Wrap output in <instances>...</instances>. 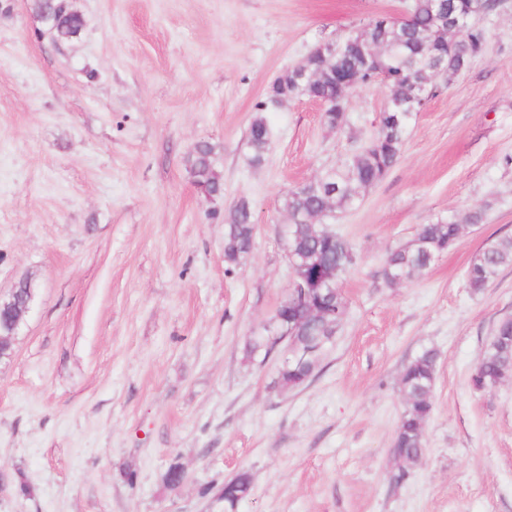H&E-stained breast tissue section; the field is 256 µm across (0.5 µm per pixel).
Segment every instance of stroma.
<instances>
[{
    "instance_id": "1",
    "label": "stroma",
    "mask_w": 512,
    "mask_h": 512,
    "mask_svg": "<svg viewBox=\"0 0 512 512\" xmlns=\"http://www.w3.org/2000/svg\"><path fill=\"white\" fill-rule=\"evenodd\" d=\"M68 3L84 26L58 45L31 0H0V293L34 289L0 361V512H223L215 495L243 469L237 512H512V380L470 382L512 315V266L479 294L465 280L512 237V0L474 19L482 53L413 116L399 162L327 219L355 249L345 312L315 377L288 389L280 356H245L291 285L282 199L372 136L387 89L350 93L340 130L305 97L270 107L257 167L249 128L316 45L410 0ZM201 141L216 201L187 162ZM242 199L257 225L230 272L224 213ZM448 219L457 243L386 287L385 253ZM426 348L425 452L396 484L400 374ZM174 463L186 478L171 488ZM268 126L263 116H257L249 129L248 146L250 153L248 163L251 166H259L264 160L270 147V137ZM215 147L210 142L195 144L188 163L193 182L199 192L206 197H220L224 193L223 179L216 169Z\"/></svg>"
}]
</instances>
